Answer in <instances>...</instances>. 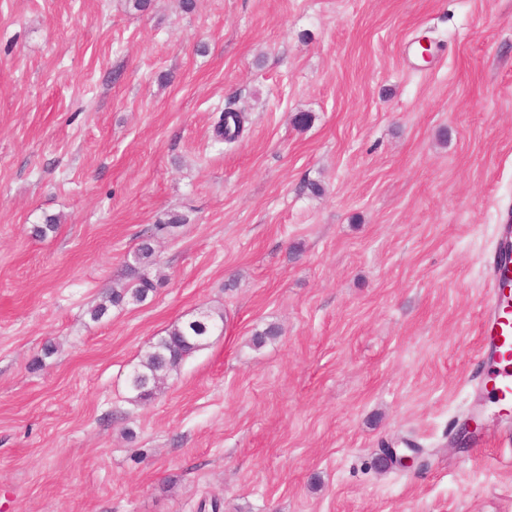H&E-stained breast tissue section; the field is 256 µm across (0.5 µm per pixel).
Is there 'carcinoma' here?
Wrapping results in <instances>:
<instances>
[{
	"label": "carcinoma",
	"instance_id": "obj_1",
	"mask_svg": "<svg viewBox=\"0 0 512 512\" xmlns=\"http://www.w3.org/2000/svg\"><path fill=\"white\" fill-rule=\"evenodd\" d=\"M244 117L232 110L222 112L214 124V136L219 142L233 143L243 132ZM154 248L150 240H143L132 252V262L127 264L131 283L126 288H114L91 311L95 321L106 315L111 307H122L130 302L142 303L154 292L156 285L144 273V268L153 263ZM224 315L202 312L198 316L173 325L166 335L160 337L140 358L129 373L128 388L144 402L152 400L157 389L172 373L178 371L183 361L202 345V337L211 336Z\"/></svg>",
	"mask_w": 512,
	"mask_h": 512
}]
</instances>
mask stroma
Returning <instances> with one entry per match:
<instances>
[{"label":"stroma","instance_id":"stroma-1","mask_svg":"<svg viewBox=\"0 0 512 512\" xmlns=\"http://www.w3.org/2000/svg\"><path fill=\"white\" fill-rule=\"evenodd\" d=\"M510 211L512 0H0V512H512V421L448 438ZM145 237L155 292L92 321ZM244 117L232 110L222 112L214 124V136L219 142L233 143L243 132ZM219 322H224L223 314L202 312L186 322L173 325L165 336L150 346L129 373L128 388L140 401L152 400L159 385L177 372L183 361L209 339L202 340L200 336H212Z\"/></svg>","mask_w":512,"mask_h":512}]
</instances>
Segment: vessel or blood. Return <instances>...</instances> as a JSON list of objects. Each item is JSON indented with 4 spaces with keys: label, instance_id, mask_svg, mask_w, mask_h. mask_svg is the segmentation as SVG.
<instances>
[{
    "label": "vessel or blood",
    "instance_id": "obj_1",
    "mask_svg": "<svg viewBox=\"0 0 512 512\" xmlns=\"http://www.w3.org/2000/svg\"><path fill=\"white\" fill-rule=\"evenodd\" d=\"M479 325V352L485 371L479 390L498 409H512V225L496 228L495 252L487 264Z\"/></svg>",
    "mask_w": 512,
    "mask_h": 512
}]
</instances>
